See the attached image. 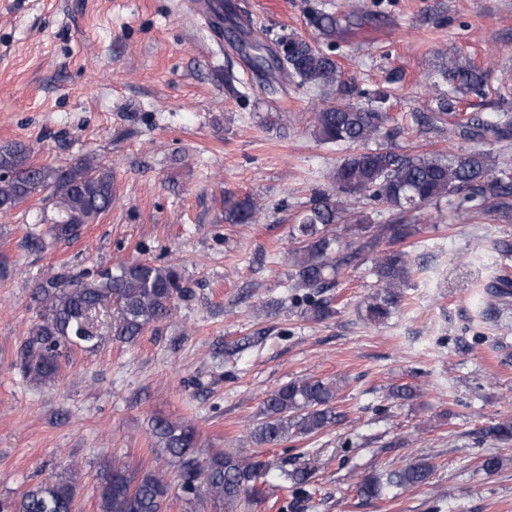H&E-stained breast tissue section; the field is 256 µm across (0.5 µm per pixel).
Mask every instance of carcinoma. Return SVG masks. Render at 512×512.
<instances>
[{
    "label": "carcinoma",
    "instance_id": "1",
    "mask_svg": "<svg viewBox=\"0 0 512 512\" xmlns=\"http://www.w3.org/2000/svg\"><path fill=\"white\" fill-rule=\"evenodd\" d=\"M310 23L320 39L310 42L301 36L271 35L261 29V42L254 46L261 57L265 43L284 42L292 46L277 74L261 81L286 88L297 82L322 90L331 102L311 113L310 123L318 140L338 145H360L362 150L344 156L332 171L337 190L385 206L388 217L381 224L357 225L364 234L360 249L373 251L380 240L388 248L376 255L374 269L380 288L365 306V319L374 324L387 321L401 304L414 270L404 243L412 236L405 223L407 213L442 198L457 200L460 207L480 213L488 224L512 219V166L500 165L484 150L489 141L512 139V85L488 83V70L469 56L459 55L443 62L438 75L450 87L435 96L433 111L420 117L422 124L435 129L448 127V133L471 144L458 152L412 154L384 144L400 127L386 112L390 94L385 90H358L342 80L340 67L331 54L336 33L349 31L357 24L353 12L337 13L323 7L310 10ZM491 92L505 105L485 119L460 111L471 94ZM358 101H352V98ZM31 149L14 142L0 145V214L7 215L28 199L41 193L49 202L53 217H43L44 233H32L28 244L45 249L53 243L78 238L87 224L93 223L112 207V171L90 157L67 167L38 164L31 160ZM259 210L257 201L224 195V222L251 224ZM333 195L314 193L308 208L292 226L297 247L288 253L293 287L304 291L300 301L315 319L334 313L332 301L323 294L336 284L338 271L348 264L342 253L335 225L345 220ZM502 264V274L487 287L491 296L507 301L512 296V237L493 243ZM181 274L174 265L157 264L150 259H128L110 267L85 269L77 274L62 270L37 284L30 293L38 321L29 329L18 351V362L32 382L48 385L56 381L63 353L71 347L98 346L94 318L114 303L118 315L110 326L113 338L132 343L153 324L172 314L175 302L185 296ZM337 386L321 378L293 381L272 391L263 402L260 421L250 433L260 448L277 446L298 435L317 434L339 418L336 411ZM157 447L167 456L188 500L210 499L224 503L225 512H234L242 500L256 493L257 483L267 473V464L257 456L244 458L217 453L205 459L194 452L197 437L189 426L156 418L151 424ZM486 434L512 441V417L492 423ZM434 465L420 461L382 473L371 474L358 484V493L367 499L387 497V492L417 488L428 482ZM291 488L309 484L311 471L294 468L284 472ZM170 492L169 481L161 474L136 477L123 467H114L99 486L100 512H162ZM12 512H74L75 488L71 478L59 474L24 491L11 503Z\"/></svg>",
    "mask_w": 512,
    "mask_h": 512
}]
</instances>
